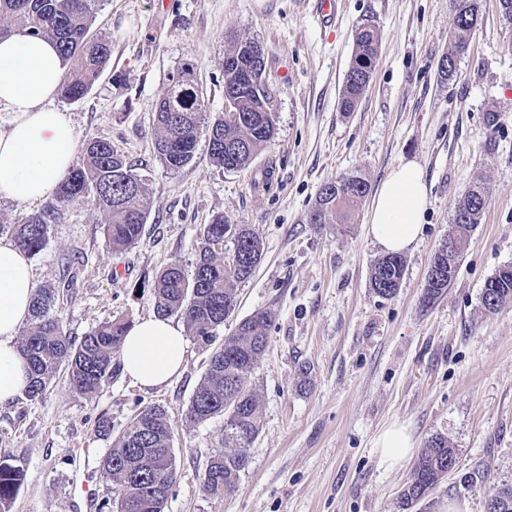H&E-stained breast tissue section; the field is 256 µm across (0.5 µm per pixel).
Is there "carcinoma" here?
Returning <instances> with one entry per match:
<instances>
[{
	"label": "carcinoma",
	"instance_id": "carcinoma-1",
	"mask_svg": "<svg viewBox=\"0 0 512 512\" xmlns=\"http://www.w3.org/2000/svg\"><path fill=\"white\" fill-rule=\"evenodd\" d=\"M454 51L445 54L438 66L441 82L450 81L457 70L458 56L470 45L479 21V0H453ZM97 0H0V37L22 32L32 37L51 38L69 64L59 92L63 99H82L109 65L112 43L92 31ZM355 54L344 77L341 105L354 111L370 82L380 48L379 34L368 23L354 33ZM256 42H236L224 55V94L233 97V114L221 113L205 124L203 91L194 78V68H182L169 78V89L155 104L159 136L154 149L171 169L190 163L196 151L201 126H206L209 161L227 171L248 166L275 138L276 123L269 103L273 89L265 80L266 65L253 54ZM368 181L351 174L323 184L310 214L312 224H331L336 214L361 204L369 194ZM90 195L108 214L106 237L112 249L123 251L138 244L153 200L132 165L110 139L92 138L80 149L78 160L59 180L52 201L20 218L0 232L8 231L14 242L29 254L40 252L49 224L64 210L79 205ZM488 201L487 187L473 185L457 203L449 233L460 250L481 223ZM231 246L224 248V237ZM263 244L254 229L230 224L215 216L205 225L192 271L173 262L155 277L154 306L162 317L178 316L200 344L210 346L216 330L224 325L236 307L237 290L260 264ZM405 273L400 255L379 258L370 273L374 293L389 298L396 294ZM455 270L448 269L438 282L425 281L423 300H436L450 286ZM483 303L496 311L512 303V270L504 266L487 281ZM56 288L35 289L29 322L23 330L19 349L28 362L31 379L26 397H43L61 368L70 385L93 397L115 371L114 356L120 352L129 323L123 318L107 320L80 340L65 331L56 310ZM275 319L272 310H262L239 322L233 336L209 355L205 376L195 390L187 415L192 421L224 417V446L233 452L213 455L203 475V489L213 497L232 493L249 463L247 448L257 436L261 405L257 394L247 387L249 375L263 355L267 336L263 329ZM172 436L167 412L160 406L144 407L129 422L102 460L103 473L118 485L110 512H165L169 492L176 481ZM457 450L448 440L435 436L417 458L410 481L400 495L406 512L424 500L438 482L456 466ZM24 478L20 465L0 462V512H11ZM491 512H512V484L504 483L487 501Z\"/></svg>",
	"mask_w": 512,
	"mask_h": 512
}]
</instances>
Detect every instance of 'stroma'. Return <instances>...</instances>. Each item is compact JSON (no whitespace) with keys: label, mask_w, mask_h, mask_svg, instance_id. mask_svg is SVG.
<instances>
[{"label":"stroma","mask_w":512,"mask_h":512,"mask_svg":"<svg viewBox=\"0 0 512 512\" xmlns=\"http://www.w3.org/2000/svg\"><path fill=\"white\" fill-rule=\"evenodd\" d=\"M365 22L381 35L378 60L346 112L343 81ZM452 23V0H342L328 28L310 0H100L94 28L111 40V62L83 99L55 104L77 143L102 137L122 149L153 208L141 242L120 253L94 197L64 211L31 257L35 283L58 288L72 337L116 317L133 324L156 314L158 271L192 267L213 216L249 225L263 259L216 339L274 311L248 380L262 423L235 492L212 497L202 478L224 448V419L187 416L209 348L188 340L180 374L164 386L141 387L119 370L93 398L58 371L43 398L0 407V462L25 470L11 512H106L117 485L101 461L149 405L165 409L172 435L177 478L166 512H401L414 462L385 463L376 446L393 425L416 448L442 436L458 450L456 469L410 512H485L512 482V304L490 312L482 299L487 279L512 264V25L498 0H481L475 35L444 83L438 63L453 49ZM246 37L266 50L274 141L246 169L227 171L210 164L202 135L190 163L168 168L153 149L152 109L170 76L194 64L208 114L218 115L224 54ZM407 159L427 183L422 234L404 254L399 290L383 298L369 283L383 254L367 234L370 202L333 224L309 214L326 181L359 172L375 189ZM482 179L487 207L455 277L423 303L455 205ZM102 415L111 434L95 430Z\"/></svg>","instance_id":"35a3bbf8"}]
</instances>
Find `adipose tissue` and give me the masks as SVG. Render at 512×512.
<instances>
[{"instance_id":"ef3b65f1","label":"adipose tissue","mask_w":512,"mask_h":512,"mask_svg":"<svg viewBox=\"0 0 512 512\" xmlns=\"http://www.w3.org/2000/svg\"><path fill=\"white\" fill-rule=\"evenodd\" d=\"M65 72L54 43L17 33L0 39V198L30 203L48 197L72 166L75 130L56 108ZM427 185L413 160L397 164L372 201L367 232L388 253L409 249L422 230ZM35 286L31 264L13 241L0 238V406L23 397L28 385L18 331L29 318ZM187 350L183 329L150 317L133 324L120 348L122 368L138 385L157 388L179 374Z\"/></svg>"}]
</instances>
